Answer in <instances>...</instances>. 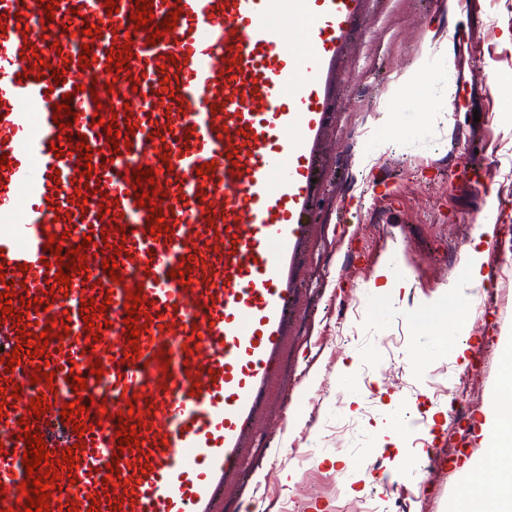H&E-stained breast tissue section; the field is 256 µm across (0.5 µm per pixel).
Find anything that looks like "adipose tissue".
Returning a JSON list of instances; mask_svg holds the SVG:
<instances>
[{
    "label": "adipose tissue",
    "mask_w": 512,
    "mask_h": 512,
    "mask_svg": "<svg viewBox=\"0 0 512 512\" xmlns=\"http://www.w3.org/2000/svg\"><path fill=\"white\" fill-rule=\"evenodd\" d=\"M494 231L492 220H485L465 249L460 272L445 285L442 298L418 307L414 317L417 333L450 338L470 329L469 291L484 280L483 271L488 261L484 243L487 238L493 237ZM414 283L409 272L394 265L392 259L387 257L380 261L365 288L375 297L377 307L382 308L398 299L401 291L411 289ZM482 470L480 462H473L465 477L463 487L467 512H485L489 506L493 507L494 512H512V465L504 472L501 482L493 487L483 482Z\"/></svg>",
    "instance_id": "ef3b65f1"
}]
</instances>
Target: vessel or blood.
I'll use <instances>...</instances> for the list:
<instances>
[{"label": "vessel or blood", "instance_id": "vessel-or-blood-1", "mask_svg": "<svg viewBox=\"0 0 512 512\" xmlns=\"http://www.w3.org/2000/svg\"><path fill=\"white\" fill-rule=\"evenodd\" d=\"M135 2L118 0L111 15L105 0H57L50 19L38 0H0V292L15 295L13 314L0 312V380L25 391L0 406V512H25L29 430L51 459L75 456L51 512H223L232 489L254 484L249 459L272 382L281 403L295 394V261L310 236L336 57L364 0H148L153 19L142 27ZM173 11L175 27L156 36ZM300 23L297 39L288 30ZM115 45L129 52L113 76ZM64 102L78 119L62 128L53 117ZM111 121L129 146L113 147ZM82 142L91 162L79 158ZM141 167L152 182L137 183ZM140 192L154 193V206L139 205ZM155 208L167 232H155ZM51 240L66 252L89 241L87 273L59 284ZM110 259L119 279L102 267ZM135 289L144 329L132 359L124 318ZM91 298L107 307L89 330ZM19 320L55 335L46 357L21 354L10 373L1 359L20 343ZM44 364L49 385L34 379ZM38 396L48 410L37 420ZM79 399L89 412L63 419ZM124 411L136 442L122 447Z\"/></svg>", "mask_w": 512, "mask_h": 512}]
</instances>
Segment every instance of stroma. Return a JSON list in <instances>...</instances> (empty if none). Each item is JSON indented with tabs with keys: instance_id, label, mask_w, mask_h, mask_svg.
<instances>
[{
	"instance_id": "stroma-1",
	"label": "stroma",
	"mask_w": 512,
	"mask_h": 512,
	"mask_svg": "<svg viewBox=\"0 0 512 512\" xmlns=\"http://www.w3.org/2000/svg\"><path fill=\"white\" fill-rule=\"evenodd\" d=\"M446 0H367L366 14L349 42L336 74L337 111L322 145L323 180L312 229L299 257L301 312L295 324V355L289 382L297 396L265 419L274 438L257 448L253 466L260 486L258 512H344L352 503L381 512H455L462 475L428 466L420 438L428 427L440 433L438 447H475L468 430L449 436V418L484 417L503 388L502 356L512 343V299L497 291L512 282V178L493 179L489 191L473 188L467 170L512 169V130L498 119L499 76L512 74V0H482L475 10L449 19ZM452 38L450 57H423L426 31ZM428 86L402 98L387 117V93L415 67ZM455 102H448L449 82ZM431 122H423L424 111ZM394 129H387V121ZM369 154V173L356 167L358 151ZM493 219L495 248L488 264L495 275L482 291V316L473 335L483 337L469 361L452 358L432 337L417 335L413 314L457 275L464 247L483 219ZM401 248L415 286L398 305L375 316L361 285L382 258ZM355 363L362 389L350 401L340 385L341 367ZM455 381L459 401L447 415L432 412L435 386ZM408 424L409 439L388 442L390 429ZM296 479L283 489L282 449ZM350 461L359 480L356 495L330 458ZM431 491H409L421 479ZM395 490L383 494L382 481Z\"/></svg>"
}]
</instances>
